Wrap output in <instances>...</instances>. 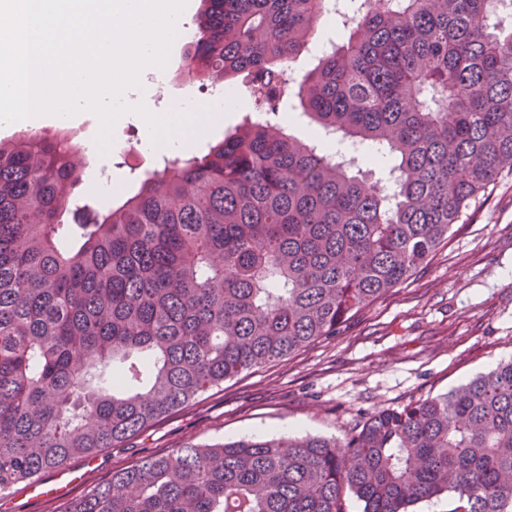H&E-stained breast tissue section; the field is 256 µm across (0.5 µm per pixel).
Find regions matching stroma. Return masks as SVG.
Returning <instances> with one entry per match:
<instances>
[{"instance_id": "obj_1", "label": "stroma", "mask_w": 512, "mask_h": 512, "mask_svg": "<svg viewBox=\"0 0 512 512\" xmlns=\"http://www.w3.org/2000/svg\"><path fill=\"white\" fill-rule=\"evenodd\" d=\"M138 113L115 124L110 150L79 186L98 210L103 185L128 189L174 160L144 148ZM512 360V175L501 176L458 231L399 288L340 331L212 390L94 457L79 497L115 469L190 445L243 436L344 439L371 416L432 397Z\"/></svg>"}]
</instances>
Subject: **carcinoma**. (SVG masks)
Segmentation results:
<instances>
[{
    "label": "carcinoma",
    "mask_w": 512,
    "mask_h": 512,
    "mask_svg": "<svg viewBox=\"0 0 512 512\" xmlns=\"http://www.w3.org/2000/svg\"><path fill=\"white\" fill-rule=\"evenodd\" d=\"M494 0H350L347 40L296 84L298 110L373 149L366 184L279 117L322 0H203L182 70L246 84L256 108L145 173L79 225L70 132L0 140V494L120 445L241 373L334 336L404 283L512 171V15ZM512 512V361L315 435L187 446L112 471L63 512ZM461 503L458 497L448 495L447 493L441 494L437 497L421 501L414 506L415 512H461L457 507Z\"/></svg>",
    "instance_id": "1"
}]
</instances>
